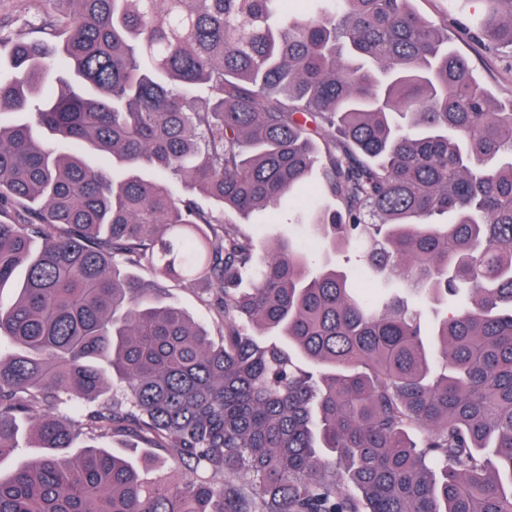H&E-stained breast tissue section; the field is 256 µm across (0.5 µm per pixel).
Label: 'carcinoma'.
Segmentation results:
<instances>
[{
    "label": "carcinoma",
    "instance_id": "carcinoma-1",
    "mask_svg": "<svg viewBox=\"0 0 512 512\" xmlns=\"http://www.w3.org/2000/svg\"><path fill=\"white\" fill-rule=\"evenodd\" d=\"M66 2L0 37V460L23 422L43 449L0 474V512H512V99L447 20ZM481 2L465 28L512 48V0ZM315 168L336 204L305 209L309 239L224 218L278 223ZM351 247L365 268L337 269ZM176 280L206 285L219 340ZM114 437L208 478H147ZM169 301L183 309L190 318L207 327L214 336L219 335V328L208 305L202 300L199 286L188 282H172Z\"/></svg>",
    "mask_w": 512,
    "mask_h": 512
}]
</instances>
